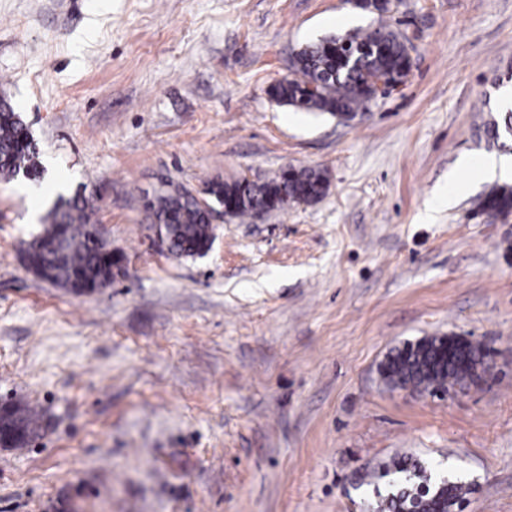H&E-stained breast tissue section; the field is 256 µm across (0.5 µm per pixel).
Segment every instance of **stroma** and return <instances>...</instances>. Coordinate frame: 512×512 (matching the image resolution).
Listing matches in <instances>:
<instances>
[{"label":"stroma","mask_w":512,"mask_h":512,"mask_svg":"<svg viewBox=\"0 0 512 512\" xmlns=\"http://www.w3.org/2000/svg\"><path fill=\"white\" fill-rule=\"evenodd\" d=\"M382 22L412 69L364 116L271 99L302 44ZM511 71L512 0H0V97L42 171L0 178V404L41 417L0 447V512H377L402 455L465 481L462 512H512V219L477 208ZM290 166L326 195L217 218L200 257L158 243L162 180ZM77 194L121 258L84 295L23 262ZM448 334L491 348L481 384H384L393 348Z\"/></svg>","instance_id":"obj_1"}]
</instances>
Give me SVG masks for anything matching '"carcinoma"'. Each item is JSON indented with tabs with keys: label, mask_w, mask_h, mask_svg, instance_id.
I'll return each instance as SVG.
<instances>
[{
	"label": "carcinoma",
	"mask_w": 512,
	"mask_h": 512,
	"mask_svg": "<svg viewBox=\"0 0 512 512\" xmlns=\"http://www.w3.org/2000/svg\"><path fill=\"white\" fill-rule=\"evenodd\" d=\"M292 77L273 85L270 96L279 104L301 112L329 114L351 121L368 111L378 97L375 81L382 76L404 83L411 61L402 35L381 23L377 27L345 36H328L310 42L295 53ZM488 139L498 142L512 137V110L486 127ZM0 174L40 176L36 148L12 106L0 98ZM328 188L318 169L289 167L265 181L246 178L232 182L212 181L200 198L186 187L165 182L149 201L151 223L167 226L168 252L175 257L204 254L211 246V202L233 203L232 216L254 217L262 210H281L291 202L310 203ZM478 207L488 215L512 214V186H493ZM93 207L83 196L59 201L50 212L43 232L31 240L26 251L48 268L51 283L75 293L87 276H96L104 245L97 241ZM487 348L470 340L454 342L444 336L424 337L389 352L382 377L392 389L434 391L448 383L461 384L473 371L486 365ZM39 413L11 405L0 416V425L19 433L13 447L21 449L39 431ZM372 478L385 480L375 487L379 512H405L422 507L423 512H451L463 501L466 485L432 471L429 465L410 457L394 458L378 465Z\"/></svg>",
	"instance_id": "obj_1"
}]
</instances>
